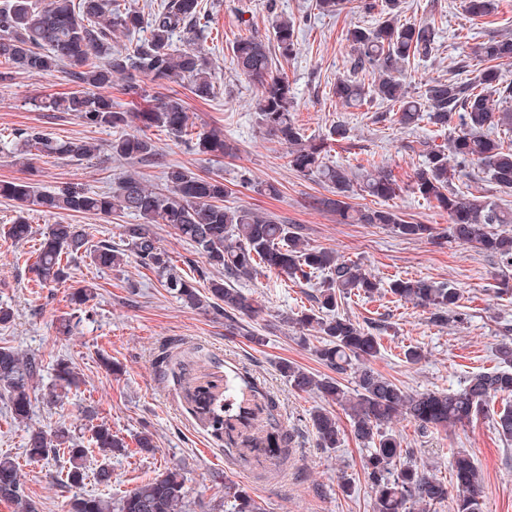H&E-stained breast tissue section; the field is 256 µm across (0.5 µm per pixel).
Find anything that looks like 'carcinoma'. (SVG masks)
Wrapping results in <instances>:
<instances>
[{
    "label": "carcinoma",
    "mask_w": 512,
    "mask_h": 512,
    "mask_svg": "<svg viewBox=\"0 0 512 512\" xmlns=\"http://www.w3.org/2000/svg\"><path fill=\"white\" fill-rule=\"evenodd\" d=\"M399 0H386L387 16L367 28L348 31L352 54L350 76L336 81L333 93L342 103L361 107L380 101L396 109L393 117L405 128L423 120L440 127L456 118L454 135L441 145L422 150L424 161L414 171L413 189L427 203L435 202L448 213L450 236L462 245H472L503 265H512V233L501 230L512 224V212L485 196L462 195L449 187L448 160L460 167H480L501 188L512 190V147L499 132H512V110L497 107V100L512 99V85L502 81L499 65L512 61V40L489 38L480 42L474 56L487 63L478 82L463 79L435 80L421 94H409L400 76L415 58L431 55L438 28L433 22H401L394 11ZM208 18L202 0H163L144 15L135 8L120 7L119 0H3L0 5V85H8L19 71L63 72L75 89L47 99L38 108L49 112H72L87 127L120 131L109 150L120 159L141 160L155 152L144 131L162 128L181 138L187 135L189 116L185 101L173 90L154 99L144 111L124 109L112 100L113 78L123 76L124 94L137 98L141 85L137 73L155 82L183 84L198 98L215 96L211 60L191 35L200 21ZM149 35L131 49L116 48L112 37L129 35L142 27ZM190 35L187 47H174L177 32ZM279 54L287 59L296 53V25L280 17L273 27ZM233 61L238 73L257 85L255 110L260 127L288 147V165L304 176L315 175L334 189L335 197L313 201L316 206L336 212L347 224H381L406 239L433 236L427 224L407 222L390 208L350 206L346 199L362 191L385 201L398 195L401 187L390 171L371 161L356 166L361 177L340 166L323 162L332 140L347 137L343 124L330 127L327 136L305 135L292 119L293 97L288 81L273 74L272 56L264 40L251 36L234 42ZM373 74L371 83L359 79ZM137 125L140 134L125 128ZM23 144L0 139V153L16 154L34 150L42 156H63L73 161L90 160L101 145L84 138L54 139L37 127L20 134ZM199 153L216 158L228 156L233 147L224 141L218 128L198 133L191 139ZM224 180L198 176L186 168L169 165L165 187L154 188L135 172L122 177L109 192L90 193L77 186L42 191L31 179L0 181V197L14 200L19 211L7 235L19 243L31 235L25 216L30 207L43 212L68 215L93 214L104 217L124 215L139 219L123 224V247L106 240L89 243L88 234L77 224H54L35 250L29 265L31 281L39 288H54L70 275L69 260L87 257L100 269H116L133 257L153 270L168 292L185 307L224 315L229 330L240 318H253L260 307L252 295L228 283L235 278H251L266 269L292 281L321 277L316 307L294 318L300 328L313 329L321 338L315 353L337 374L353 375L355 388L348 391L336 377L316 375L292 362L279 364L281 375L299 393H314L346 411L351 432L366 447L365 468L371 485L373 512H430L437 504L452 501L453 512H484L483 490L478 468L467 451L452 454L451 482L447 483L413 459L389 426L398 418L423 429L464 425L474 417L492 413L500 437L512 441V342L502 340L495 349L501 366L473 374L456 389H436L409 393L391 379L375 371L371 361L381 349L380 337L348 317L336 314L338 302L384 290L398 301L411 302L430 311L434 321L462 323L458 290L426 278H396L386 282L366 274L357 264L331 251L311 247L293 224H283L255 208L224 206ZM165 224L191 246L202 263L217 271L210 276L201 270L198 277L181 273L170 253L160 247L153 226ZM40 376L35 358L9 346H0V398L13 419H28L31 389ZM187 398L195 413L208 424L216 437L229 445L263 448L274 457L287 447L286 435L278 430L257 433L256 421L262 412L273 416L276 400L260 393L246 378L228 377L198 381L188 387ZM502 401L503 407L491 410ZM318 445L334 450L341 446L344 429L336 415L323 406L311 413ZM92 440L106 454L126 452V443L109 427H93ZM33 458H46L65 449L70 468L67 480L80 485L86 478V448L66 429L48 433L30 431L27 441ZM0 500L15 505L16 512H38L23 495L15 461L0 456ZM68 512H189L181 473L169 469L137 486L113 503L97 496H75ZM224 512H261L243 487L224 484Z\"/></svg>",
    "instance_id": "1"
}]
</instances>
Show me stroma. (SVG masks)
Wrapping results in <instances>:
<instances>
[{
  "mask_svg": "<svg viewBox=\"0 0 512 512\" xmlns=\"http://www.w3.org/2000/svg\"><path fill=\"white\" fill-rule=\"evenodd\" d=\"M204 4L209 21L198 26L197 42L212 59L218 93L207 101L186 90L181 96L191 132L223 130L235 155L218 162L192 150L188 138L177 139L154 128L150 136L158 162L116 160L108 149L111 130L86 127L69 112L35 107L37 99L72 90L64 73L20 72L10 86L0 85L1 137L15 139L22 130L37 127L57 139L83 137L102 146L96 157L83 162L65 157L33 159L40 188L52 191L73 184L101 193L130 172L160 188L171 164L202 176H221L228 190L225 206L257 208L283 223L298 225L310 246L335 251L376 278L424 277L458 289L469 319L444 327L409 302L355 296L339 303V315L375 328L380 336L381 350L372 361L375 371L415 392L445 389L498 367L495 347L503 337L512 338V266L503 267L477 249L455 243L449 236L447 212L412 190L413 173L423 162V144L443 143L447 131L425 122L412 131L390 119L380 122L374 108L348 107L332 94L336 80L349 74L348 31L370 25L372 16L361 10L358 0H349L336 16L319 13L315 0H204ZM283 14L296 22L297 54L276 58L273 71L289 84L296 124L308 136L325 135L338 123L346 125L348 138L333 142L325 163L353 167L366 158L383 162L401 186L391 201L393 209L407 221L432 225L434 237L408 240L388 227L345 224L335 212L311 207V198L330 196V187L289 167L287 146L266 135L258 124L256 85L237 73L232 60L231 46L238 37L272 41L274 21ZM400 19L431 20L439 29L431 58L411 63L406 71L412 92L460 74L455 69L462 53L460 36L475 43L490 37L512 38V0H495L490 14L479 18L465 12L463 0H401ZM244 176L275 184L279 195L261 196L241 187ZM452 186L512 209V191L491 183L477 167L453 172ZM14 217V202L0 198V306L12 311L11 321L0 324V346L37 358L41 378L31 394L28 420L14 421L0 400V455L18 462L22 491L41 512H67L77 495L118 501L172 467L184 476L190 512H222L228 482L244 485L262 512H372L362 444L349 433L336 450L318 448L310 412L320 405V398L295 392L278 370L280 361L288 360L317 374L327 371L314 353L318 337L302 336L291 322L292 316L312 307L315 284H288L265 271L242 280L261 312L245 320L241 330L231 332L225 329L223 317L183 307L152 270L135 261L102 271L78 258L71 264L68 284L32 287L26 260L57 218L30 210L27 218L33 234L18 244L3 234ZM87 283L95 286L96 297L86 308L74 309L69 295L73 287ZM253 332L264 336L263 344L251 342ZM411 346L424 352L419 363L405 361L404 352ZM61 361L77 374V387L54 389L56 365ZM233 371L248 373L259 389L276 399L275 421L291 437L282 464L272 465L260 450L243 456L238 449L225 447L193 412L186 398L189 383ZM97 423L109 426L128 449L107 461L100 452L89 453L88 476L80 485L67 482V454L39 462L27 455L30 430L66 428L87 443ZM393 430L403 447L445 479L450 476L452 450H468L482 477L485 512H512V444L499 436L491 418L427 430L399 420ZM144 431L154 437L153 452L135 448L137 434ZM104 462L112 477L100 484L93 474ZM341 475L353 484L351 495L339 490Z\"/></svg>",
  "mask_w": 512,
  "mask_h": 512,
  "instance_id": "obj_1",
  "label": "stroma"
}]
</instances>
